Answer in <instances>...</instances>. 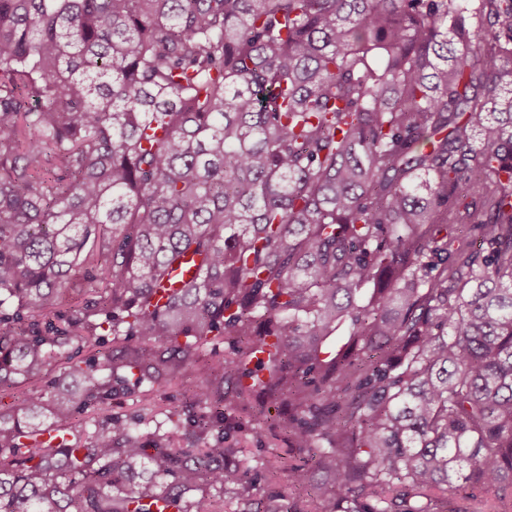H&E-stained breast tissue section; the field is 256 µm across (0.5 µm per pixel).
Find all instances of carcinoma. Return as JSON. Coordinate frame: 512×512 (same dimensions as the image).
Masks as SVG:
<instances>
[{
	"instance_id": "1",
	"label": "carcinoma",
	"mask_w": 512,
	"mask_h": 512,
	"mask_svg": "<svg viewBox=\"0 0 512 512\" xmlns=\"http://www.w3.org/2000/svg\"><path fill=\"white\" fill-rule=\"evenodd\" d=\"M189 370L170 429L112 415ZM22 384L0 512H277L229 392L307 454L267 482L325 473L288 512L512 508V0H0Z\"/></svg>"
}]
</instances>
